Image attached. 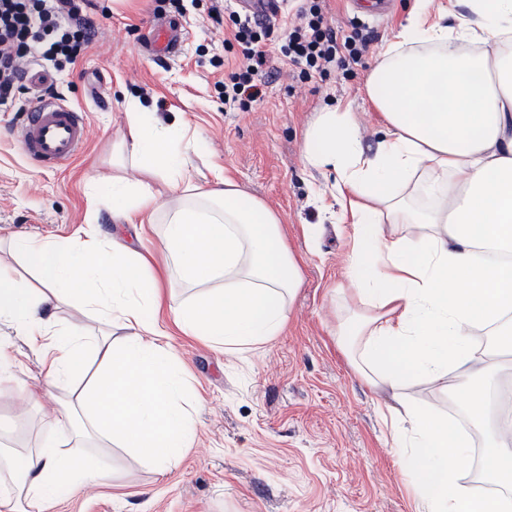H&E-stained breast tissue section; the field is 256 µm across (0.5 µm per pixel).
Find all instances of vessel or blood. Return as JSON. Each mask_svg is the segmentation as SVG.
Instances as JSON below:
<instances>
[{
  "instance_id": "1",
  "label": "vessel or blood",
  "mask_w": 512,
  "mask_h": 512,
  "mask_svg": "<svg viewBox=\"0 0 512 512\" xmlns=\"http://www.w3.org/2000/svg\"><path fill=\"white\" fill-rule=\"evenodd\" d=\"M182 42L174 25L154 21L141 44L149 55H175ZM89 135L88 116L82 110L53 100L39 101L25 114L20 129L22 149L42 168H59L71 162L84 148Z\"/></svg>"
}]
</instances>
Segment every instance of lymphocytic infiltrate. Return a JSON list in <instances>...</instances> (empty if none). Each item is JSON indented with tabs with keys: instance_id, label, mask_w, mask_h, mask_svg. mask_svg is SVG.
Here are the masks:
<instances>
[{
	"instance_id": "obj_1",
	"label": "lymphocytic infiltrate",
	"mask_w": 512,
	"mask_h": 512,
	"mask_svg": "<svg viewBox=\"0 0 512 512\" xmlns=\"http://www.w3.org/2000/svg\"><path fill=\"white\" fill-rule=\"evenodd\" d=\"M324 0H307L299 21L280 39V57L300 78L325 72L330 66L349 67L367 51L369 41L359 32L341 37L331 28ZM92 0H0V106H10L28 66L52 62L56 71L75 63L96 31L85 19ZM232 37L242 59L224 84L226 110H244L263 94L259 78L266 63L263 48L273 31L248 17H234Z\"/></svg>"
}]
</instances>
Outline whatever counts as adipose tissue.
I'll list each match as a JSON object with an SVG mask.
<instances>
[{
    "instance_id": "obj_1",
    "label": "adipose tissue",
    "mask_w": 512,
    "mask_h": 512,
    "mask_svg": "<svg viewBox=\"0 0 512 512\" xmlns=\"http://www.w3.org/2000/svg\"><path fill=\"white\" fill-rule=\"evenodd\" d=\"M467 20L443 24L433 0H415L395 42L364 85L383 137L366 153L358 119L333 107L303 131L307 165L333 170L335 198L350 215L348 278L358 301L340 327L346 348L374 391H402L416 381L461 377L470 431L414 406L390 409L393 451L417 458L413 482L422 512H512V500L486 485H512V441L489 401L495 351L512 348V72L500 58L512 48V0H465ZM117 159L131 158L142 180H112V216L158 225L159 247L138 248L96 229L73 238L17 239L15 252L35 268L39 288H20L0 265V324L26 336L47 380L88 382L75 416L57 421L72 451L54 434L22 457L0 454V512H51L59 491L112 482L100 448H130L153 468L175 467L196 431L198 398L159 322L171 314L189 335L225 348L279 335L302 284L300 258L279 213L247 193L223 167L199 181L184 156L193 148L181 122L163 124L132 101ZM175 195L161 200L153 181ZM191 293L165 302L162 276ZM97 311L110 333H62V304ZM497 337L477 351L478 328ZM125 334L115 348L112 330ZM496 453L482 483H459L449 456L465 453L471 434Z\"/></svg>"
}]
</instances>
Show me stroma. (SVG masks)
<instances>
[{
    "instance_id": "1",
    "label": "stroma",
    "mask_w": 512,
    "mask_h": 512,
    "mask_svg": "<svg viewBox=\"0 0 512 512\" xmlns=\"http://www.w3.org/2000/svg\"><path fill=\"white\" fill-rule=\"evenodd\" d=\"M95 0L88 16L96 35L70 70L35 66L32 77L56 82L66 104L87 112L86 150L63 170L35 165L19 142L21 113L0 111V258L20 287L38 282L11 252L16 237H72L89 225L137 245L136 232L112 217V204L90 202L92 185L112 182V147L124 130L125 103L138 98L165 123L183 119L199 139L189 155L201 175L215 160L251 195L281 216L288 242L301 254L302 286L288 309V325L272 339L236 350L187 336L170 319L162 326L202 400L194 414L196 438L181 463L160 474L121 449L106 454L110 485L60 493L52 512H419L407 462L391 449L379 411L388 397L370 389L353 366L338 330L354 298L346 277L348 226L327 219L335 206L333 171L309 168L302 133L317 112L333 105L358 114L366 152L380 141V116L364 85L382 47L394 40L413 0H391L378 17L351 0H326L332 28L361 26L370 38L350 71L337 68L293 78L268 41L263 96L247 110L224 109L223 84L241 53L231 36L227 0ZM162 17L187 36L178 58L141 55L145 27ZM0 343L16 362L0 386V432L34 440L63 418L67 388L51 387L26 337L0 326ZM47 395L42 409L25 408L17 388Z\"/></svg>"
}]
</instances>
